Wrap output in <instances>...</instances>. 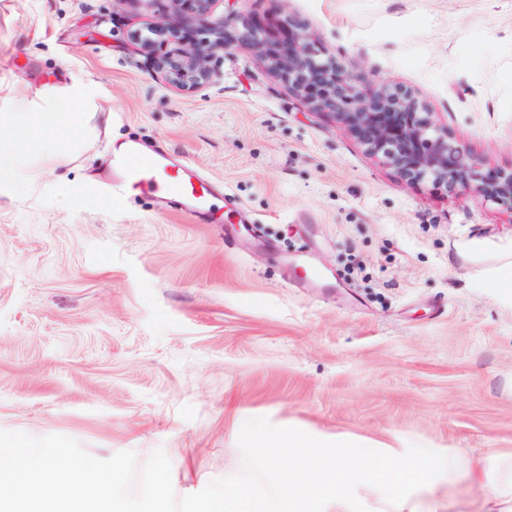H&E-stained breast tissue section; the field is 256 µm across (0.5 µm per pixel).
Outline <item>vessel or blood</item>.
Instances as JSON below:
<instances>
[{"label":"vessel or blood","mask_w":512,"mask_h":512,"mask_svg":"<svg viewBox=\"0 0 512 512\" xmlns=\"http://www.w3.org/2000/svg\"><path fill=\"white\" fill-rule=\"evenodd\" d=\"M130 186L154 196L163 209L185 213L197 223H210L219 208L210 181L159 143L133 144L113 153L112 182L98 194L100 207L111 208Z\"/></svg>","instance_id":"b4317fda"}]
</instances>
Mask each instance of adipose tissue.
Here are the masks:
<instances>
[{
  "instance_id": "1",
  "label": "adipose tissue",
  "mask_w": 512,
  "mask_h": 512,
  "mask_svg": "<svg viewBox=\"0 0 512 512\" xmlns=\"http://www.w3.org/2000/svg\"><path fill=\"white\" fill-rule=\"evenodd\" d=\"M95 106L92 84L75 81L47 86L25 108L0 113V189L32 188L47 167L68 162L89 141L86 113ZM244 431L258 448L260 468L281 461L289 467L279 479L252 496L250 512H357V489L374 491L376 478L395 485L422 478H460L478 485L466 512H512V455L490 450L458 472L455 452H426L418 469L395 467L394 453L367 455L360 441L304 436L289 426L253 420Z\"/></svg>"
}]
</instances>
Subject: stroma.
<instances>
[{
	"label": "stroma",
	"instance_id": "obj_1",
	"mask_svg": "<svg viewBox=\"0 0 512 512\" xmlns=\"http://www.w3.org/2000/svg\"><path fill=\"white\" fill-rule=\"evenodd\" d=\"M272 13L375 84L413 90L485 176L512 168V0H219ZM157 8L0 0V106L93 82L92 143L0 192V430L94 457L156 449L176 496L242 466V422L388 443L417 465L512 450V209L400 178L253 53L182 92L133 42ZM162 142L232 199L220 224L128 193L113 144ZM417 512H462L405 488Z\"/></svg>",
	"mask_w": 512,
	"mask_h": 512
}]
</instances>
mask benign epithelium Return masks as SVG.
I'll list each match as a JSON object with an SVG mask.
<instances>
[{
  "label": "benign epithelium",
  "instance_id": "obj_1",
  "mask_svg": "<svg viewBox=\"0 0 512 512\" xmlns=\"http://www.w3.org/2000/svg\"><path fill=\"white\" fill-rule=\"evenodd\" d=\"M161 16L132 39L153 58V68L166 83L191 91L213 78L209 58L233 47L255 52L268 71L299 94L313 110L328 113L362 145L411 182L430 181L450 191L464 190L476 198L512 207V170L484 177L479 163L438 126L414 92L401 85H375L349 72L334 57H322L302 26L291 17L273 25L259 21L227 33L232 19L215 14L220 0H152ZM198 25L211 38L188 42Z\"/></svg>",
  "mask_w": 512,
  "mask_h": 512
}]
</instances>
